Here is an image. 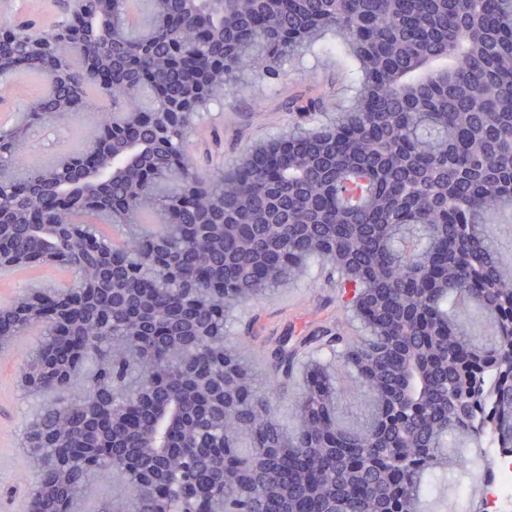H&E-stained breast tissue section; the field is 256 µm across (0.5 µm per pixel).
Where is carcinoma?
I'll list each match as a JSON object with an SVG mask.
<instances>
[{
  "label": "carcinoma",
  "mask_w": 512,
  "mask_h": 512,
  "mask_svg": "<svg viewBox=\"0 0 512 512\" xmlns=\"http://www.w3.org/2000/svg\"><path fill=\"white\" fill-rule=\"evenodd\" d=\"M82 0L47 26L0 0V81L47 82L0 126V223L38 269L45 253L71 277L69 301L42 292L0 306V350L34 329L22 367L45 398L21 439L36 468L35 512H79L94 476L136 467L162 481L191 472L186 495L219 493L224 512H423L439 484L471 477L450 448L485 435L512 453V279L490 224L512 209V0ZM72 47L53 53L61 31ZM358 64L350 106L293 127L230 169L202 170L192 137L212 104L249 77L278 75L327 33ZM112 65L101 89L96 70ZM200 95L138 166L83 196L86 150L109 165L155 141L145 112ZM110 111H103L101 99ZM325 103L292 104L314 122ZM95 116L96 140L35 165L33 131ZM328 265L363 335L328 329L286 426L295 351L259 352L258 378L232 336L235 312ZM182 270L180 282L165 269ZM470 305L495 335H470ZM373 402L345 425L333 385L343 370ZM182 403L169 453L140 447L159 401ZM125 409L135 424L117 423ZM263 486L246 499L244 478ZM172 504L128 481L99 512ZM303 387L304 381L301 380L300 376H297L294 380L288 382V396L274 399L273 407L277 417L288 426L294 421L295 402Z\"/></svg>",
  "instance_id": "carcinoma-1"
}]
</instances>
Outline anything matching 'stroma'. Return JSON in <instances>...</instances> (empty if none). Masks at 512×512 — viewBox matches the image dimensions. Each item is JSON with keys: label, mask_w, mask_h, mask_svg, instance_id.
<instances>
[{"label": "stroma", "mask_w": 512, "mask_h": 512, "mask_svg": "<svg viewBox=\"0 0 512 512\" xmlns=\"http://www.w3.org/2000/svg\"><path fill=\"white\" fill-rule=\"evenodd\" d=\"M355 67V61L337 49L335 37L326 36L301 58L285 64L278 77L256 78L246 91L226 94L223 106L212 107L206 118L208 128L221 126V139L213 141L208 128L201 131L194 138L196 155L219 167L238 163L250 147L293 126L297 117L289 112V103L320 98L333 107L346 104L353 94ZM64 279V274L42 268L0 274V304L27 286H53ZM346 299L335 281L322 272L275 290L239 309L242 344L248 349L271 350L284 338L289 348L299 349L318 329L353 331ZM39 339L35 331L20 337L7 359L0 360V512L30 509L35 472L21 437L38 400L24 395L20 367Z\"/></svg>", "instance_id": "1"}]
</instances>
